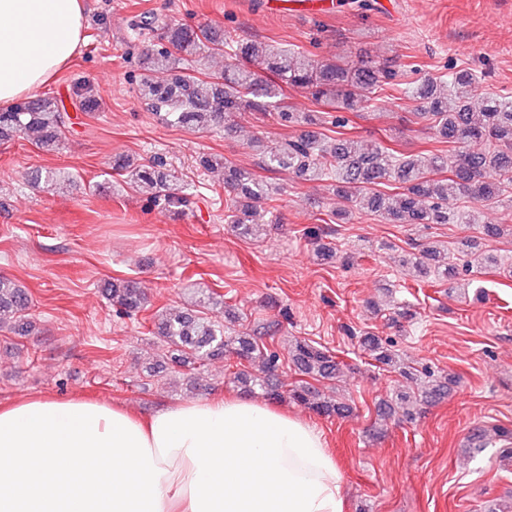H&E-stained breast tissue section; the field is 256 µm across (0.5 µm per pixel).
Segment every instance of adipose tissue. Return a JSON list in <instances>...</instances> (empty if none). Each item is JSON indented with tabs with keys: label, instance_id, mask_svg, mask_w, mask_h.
Wrapping results in <instances>:
<instances>
[{
	"label": "adipose tissue",
	"instance_id": "adipose-tissue-1",
	"mask_svg": "<svg viewBox=\"0 0 512 512\" xmlns=\"http://www.w3.org/2000/svg\"><path fill=\"white\" fill-rule=\"evenodd\" d=\"M85 0H0V104L33 96L84 41ZM311 423L237 396L147 418L92 400L0 407V512H346Z\"/></svg>",
	"mask_w": 512,
	"mask_h": 512
}]
</instances>
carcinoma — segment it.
<instances>
[{"label":"carcinoma","instance_id":"obj_1","mask_svg":"<svg viewBox=\"0 0 512 512\" xmlns=\"http://www.w3.org/2000/svg\"><path fill=\"white\" fill-rule=\"evenodd\" d=\"M138 29L155 32L153 43L142 51L137 82L141 98L148 101L158 120L188 131L222 129L233 132L232 117L241 112L274 114L285 127L328 124L335 129L348 125L349 112L368 111L382 101L381 92L399 85V73L373 60L324 61L295 49L243 41L231 35L219 40L206 24L158 25L155 18L142 16L134 22ZM224 54L229 63L224 73L200 78L188 72L186 58L199 54ZM292 86L315 105H328L329 111L296 112L288 106L284 86ZM404 95L416 102L418 115L430 121L436 137L448 144V153L428 156L404 154L356 138H319L310 131L260 153L257 166L269 173L286 171L304 182L332 180L336 195L344 206L335 212L346 221L354 206L363 204L389 224H412L426 228L431 224H478L481 234L498 238L512 235L511 224L481 223V209L499 205L512 196V96H488L481 111H472L471 101L478 91V78L470 71H455L448 79L424 78L405 84ZM79 105L96 112L100 102L84 83L74 87ZM18 134L36 137L41 148H59L64 134V116L54 98H37L0 112V141ZM490 139L496 149L474 152L469 145ZM119 168L128 182L164 193L170 208L182 206L183 197L168 192L173 174L166 162L157 158L140 164L129 158ZM393 179L400 191L382 193L376 187ZM224 190L230 206L226 216L235 233L259 240L264 228L255 223L258 208L272 198L277 188L257 177L250 169L224 161ZM471 199L473 206L461 207L458 201ZM417 276L440 283L461 295L471 283L461 278L465 271L482 270L497 264L477 238H466L457 251L448 253L427 245L402 259ZM108 299L117 311L127 315L144 308L147 296L139 282L114 280L106 288ZM30 298L26 289L0 277V316L14 317L11 327L17 334L28 332L27 311ZM224 313V297L197 288L189 306L171 308L154 324L155 333L170 347L166 358L182 368L197 369L207 361L226 354L235 355L249 368L233 373L231 384L251 397L281 399L307 407L319 415L342 416L350 412L345 402L327 394L315 383L331 382L340 376V363L330 351L306 340H297L290 351L291 361L301 375L288 392L274 382L279 357L258 337L247 332H227L217 317ZM359 347L385 370H392L409 381L397 388L378 409L380 427L397 415L416 420L423 409L447 397L457 383L455 376L441 378L428 367L421 370L402 362L392 345L371 331L360 334ZM512 441V430L498 427L493 437L486 431L471 438L469 451L481 453L492 439Z\"/></svg>","mask_w":512,"mask_h":512}]
</instances>
